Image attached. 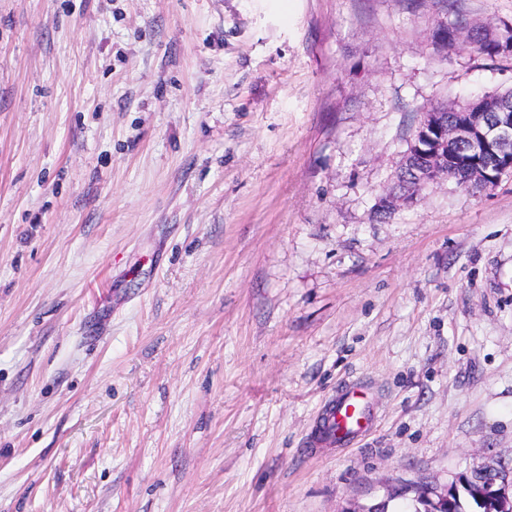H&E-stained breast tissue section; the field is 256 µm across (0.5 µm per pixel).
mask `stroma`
Returning a JSON list of instances; mask_svg holds the SVG:
<instances>
[{
	"label": "stroma",
	"mask_w": 512,
	"mask_h": 512,
	"mask_svg": "<svg viewBox=\"0 0 512 512\" xmlns=\"http://www.w3.org/2000/svg\"><path fill=\"white\" fill-rule=\"evenodd\" d=\"M512 0H0V512H343L512 462V176L380 212ZM357 447L309 445L342 380ZM461 29L462 21L459 18L449 20L447 24H440L433 35L434 43L443 49L451 50Z\"/></svg>",
	"instance_id": "obj_1"
}]
</instances>
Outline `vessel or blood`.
<instances>
[{
	"mask_svg": "<svg viewBox=\"0 0 512 512\" xmlns=\"http://www.w3.org/2000/svg\"><path fill=\"white\" fill-rule=\"evenodd\" d=\"M376 417L368 402L366 390L355 383L341 384L336 396L328 402L319 419L315 441H323L325 430H332L329 438L339 448L356 445L359 436L373 429Z\"/></svg>",
	"mask_w": 512,
	"mask_h": 512,
	"instance_id": "b4317fda",
	"label": "vessel or blood"
}]
</instances>
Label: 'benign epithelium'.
<instances>
[{
    "mask_svg": "<svg viewBox=\"0 0 512 512\" xmlns=\"http://www.w3.org/2000/svg\"><path fill=\"white\" fill-rule=\"evenodd\" d=\"M410 144L417 146L426 160L423 166L412 170L413 180L419 184L448 176L443 159L450 145L461 148L465 154L488 153L495 160H512V109L500 107L480 124L457 116L448 120L426 111ZM479 487V496L495 502L497 512H512V497L498 481L483 482Z\"/></svg>",
    "mask_w": 512,
    "mask_h": 512,
    "instance_id": "1",
    "label": "benign epithelium"
}]
</instances>
